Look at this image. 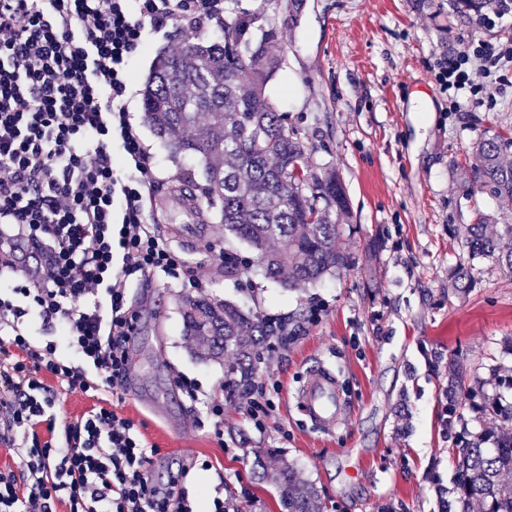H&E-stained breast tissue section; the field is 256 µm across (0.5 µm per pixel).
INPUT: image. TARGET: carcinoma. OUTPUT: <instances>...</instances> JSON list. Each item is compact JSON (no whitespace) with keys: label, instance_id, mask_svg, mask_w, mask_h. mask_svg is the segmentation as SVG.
Masks as SVG:
<instances>
[{"label":"carcinoma","instance_id":"obj_1","mask_svg":"<svg viewBox=\"0 0 512 512\" xmlns=\"http://www.w3.org/2000/svg\"><path fill=\"white\" fill-rule=\"evenodd\" d=\"M273 0H258L251 13H229L224 25L160 50L141 89L144 121L171 158L191 159V169L172 192L183 202L206 204L224 239L247 247L254 266L285 288L315 283L348 265L337 246L350 210L344 184L333 171H308L306 146L288 130L279 106L265 94L280 66L269 51L276 31L267 26ZM176 129L190 133L171 138ZM512 138L483 134L472 144L471 171L484 193L512 201ZM201 179H196V175ZM496 218L477 213L469 225V262L451 267L459 292L474 285L471 260L491 258L512 272V224L487 232ZM183 335L201 360H228L224 391L239 394L254 381L260 346L270 322L229 301L186 298ZM448 428L463 421V407L479 414L484 429L458 435L452 498L445 512H512V404L502 406L465 388L467 365L450 360ZM494 441L495 447L485 443ZM259 480L274 485L286 512H320L315 488L269 448H252Z\"/></svg>","mask_w":512,"mask_h":512}]
</instances>
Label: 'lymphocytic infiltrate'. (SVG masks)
<instances>
[{"instance_id": "f902f5d3", "label": "lymphocytic infiltrate", "mask_w": 512, "mask_h": 512, "mask_svg": "<svg viewBox=\"0 0 512 512\" xmlns=\"http://www.w3.org/2000/svg\"><path fill=\"white\" fill-rule=\"evenodd\" d=\"M224 23V0H0V271L13 254L35 261L33 276L0 289V445L15 468L0 469V512H193L177 481L159 485L157 450L107 401L58 422L56 393L120 390L131 371L138 315L129 282L184 274L205 288L146 219L155 165L129 113L137 49L177 24ZM500 52L466 42L438 71L446 90L483 99ZM53 330L35 340L31 321ZM67 347L80 366L67 364ZM270 379L236 402L255 428L275 410Z\"/></svg>"}]
</instances>
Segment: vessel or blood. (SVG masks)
I'll list each match as a JSON object with an SVG mask.
<instances>
[{"label": "vessel or blood", "instance_id": "obj_1", "mask_svg": "<svg viewBox=\"0 0 512 512\" xmlns=\"http://www.w3.org/2000/svg\"><path fill=\"white\" fill-rule=\"evenodd\" d=\"M294 399L312 427L323 432L334 431L345 422L349 412L335 370L322 362L310 368Z\"/></svg>", "mask_w": 512, "mask_h": 512}]
</instances>
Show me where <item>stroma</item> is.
I'll return each instance as SVG.
<instances>
[{
  "mask_svg": "<svg viewBox=\"0 0 512 512\" xmlns=\"http://www.w3.org/2000/svg\"><path fill=\"white\" fill-rule=\"evenodd\" d=\"M267 18L277 30L270 51L282 61L267 90L306 144L312 171H338L347 190L351 218L338 245L348 266L314 285L280 287L245 272L252 253L174 198L185 168L145 125L139 92L156 53L184 32L153 38L135 59L129 101L156 163L150 219L176 252L205 264L207 286L161 273L130 286L128 304L138 313L133 370L117 410L158 448V483L188 469L183 485L194 512H208L219 485L228 499L248 487L255 512H284L274 486L254 474L255 448L274 449L314 484L322 512H442L454 469L444 412L449 358L463 359L487 396L512 403V390L492 374L512 369V273L474 259L477 283L464 294L448 277L467 256L465 230L476 212L512 216V202L482 193L468 167L481 133L512 134V20L481 24L455 0H301L296 13L288 0H274ZM473 39L506 56L490 99L458 94L453 112L434 73ZM197 222L200 240L186 246L178 231ZM220 249L236 254V275L211 263ZM200 293L302 328L281 359L273 357L276 339L260 350L257 377L281 388L264 430L225 400L223 363L197 359L183 335L180 303ZM314 300L325 311L311 323ZM320 360L341 372L352 412L331 434L313 430L291 399ZM182 376L224 399L223 441L200 424L204 409L180 388Z\"/></svg>",
  "mask_w": 512,
  "mask_h": 512,
  "instance_id": "35a3bbf8",
  "label": "stroma"
}]
</instances>
